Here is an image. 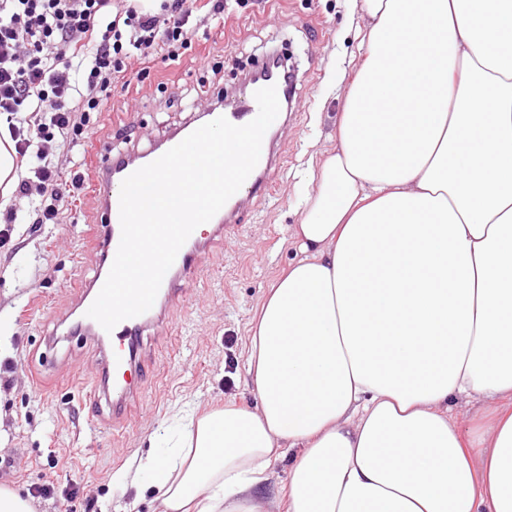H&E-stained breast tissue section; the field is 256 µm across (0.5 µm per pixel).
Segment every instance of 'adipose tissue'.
<instances>
[{"mask_svg":"<svg viewBox=\"0 0 512 512\" xmlns=\"http://www.w3.org/2000/svg\"><path fill=\"white\" fill-rule=\"evenodd\" d=\"M360 10L302 256L251 321L259 402L146 461L157 512H512V0ZM461 396L483 404L466 426ZM292 459L288 455L285 456L282 460L278 461L274 465L273 475L269 479L268 482L263 484L260 489V493L269 498L275 499L282 495L283 487L288 483V470L291 466Z\"/></svg>","mask_w":512,"mask_h":512,"instance_id":"1","label":"adipose tissue"}]
</instances>
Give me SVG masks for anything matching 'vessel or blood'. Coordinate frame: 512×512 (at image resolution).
<instances>
[{
	"mask_svg": "<svg viewBox=\"0 0 512 512\" xmlns=\"http://www.w3.org/2000/svg\"><path fill=\"white\" fill-rule=\"evenodd\" d=\"M258 113V105L253 93H246L237 107L230 112L220 110L209 112V119L224 116L236 125H243L253 120ZM279 162L272 150L270 139H263L261 155L255 169L248 177L249 184L258 191L268 195L272 192L271 172ZM96 190L98 193V221L105 227V234L99 242L102 252L107 257H115L120 237L118 186L135 170L134 165L126 163L123 158L96 159ZM241 210L238 197H231L222 209L211 219V234L204 239L189 237L180 249L172 267L166 273L153 306L142 315L120 322L112 332H105L101 326H94L96 336H108L110 345L105 351V358L97 379L96 394H111L112 420L120 422L132 403L143 395L144 388L138 379L142 373L147 351L143 345L145 329L156 321L170 316L185 302L175 286L176 280L188 272H198L206 265L211 252L223 247L225 239L231 237L238 228L235 220Z\"/></svg>",
	"mask_w": 512,
	"mask_h": 512,
	"instance_id": "b4317fda",
	"label": "vessel or blood"
}]
</instances>
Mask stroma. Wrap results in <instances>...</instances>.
I'll list each match as a JSON object with an SVG mask.
<instances>
[{
  "label": "stroma",
  "instance_id": "stroma-1",
  "mask_svg": "<svg viewBox=\"0 0 512 512\" xmlns=\"http://www.w3.org/2000/svg\"><path fill=\"white\" fill-rule=\"evenodd\" d=\"M226 25L192 17L190 45L177 61L156 58L149 70L117 74L101 111L88 113L55 164L61 180L98 141L113 154H138L166 139L215 103L234 107L244 75L274 52L296 70L295 116L279 133L283 165L270 196H255L241 227L214 251L207 273L179 281L185 307L144 337L150 373L143 400L120 427L109 402L87 394L100 372L98 340L59 336L80 279L99 266L97 192L84 182L64 202L59 224H28V198L11 206L22 221L0 245V484L38 497L42 512H154L156 489L146 476L115 484L114 475L161 454L176 414L235 401L254 406L246 372L249 323L273 280L300 257L293 238L298 201L312 160L336 147L348 83L364 52L355 0H246ZM59 343H52V336Z\"/></svg>",
  "mask_w": 512,
  "mask_h": 512
}]
</instances>
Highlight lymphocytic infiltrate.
I'll list each match as a JSON object with an SVG mask.
<instances>
[{"label": "lymphocytic infiltrate", "instance_id": "lymphocytic-infiltrate-1", "mask_svg": "<svg viewBox=\"0 0 512 512\" xmlns=\"http://www.w3.org/2000/svg\"><path fill=\"white\" fill-rule=\"evenodd\" d=\"M201 9L224 19V0H161L156 12L137 0L119 10L112 0H0V116L28 165L18 190L36 197L33 223H59L65 198L84 184L79 172L60 182L51 162L59 139L100 111L126 61L158 47L176 59Z\"/></svg>", "mask_w": 512, "mask_h": 512}]
</instances>
